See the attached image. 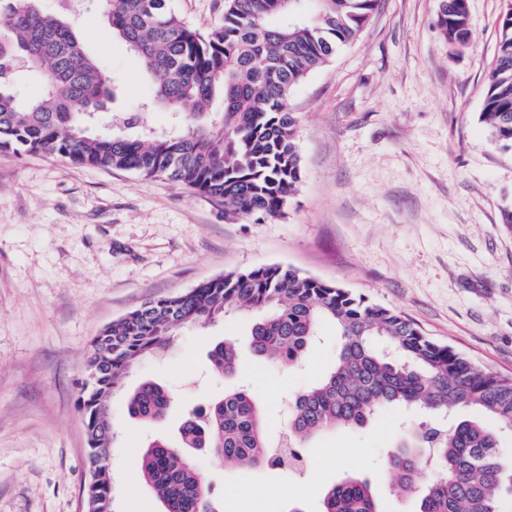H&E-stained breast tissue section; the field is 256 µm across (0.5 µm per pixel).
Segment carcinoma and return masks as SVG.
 I'll use <instances>...</instances> for the list:
<instances>
[{
  "mask_svg": "<svg viewBox=\"0 0 512 512\" xmlns=\"http://www.w3.org/2000/svg\"><path fill=\"white\" fill-rule=\"evenodd\" d=\"M377 0H226L224 24L202 32L172 0H115L105 14L113 38L139 56L152 96L140 111L112 114L94 129L113 97L101 65L85 50L78 10L55 13L36 0H0V150L46 154L74 165L165 176L224 206L228 215L261 223L282 214L301 177L291 89L357 36ZM439 25L448 44L471 37L468 0H443ZM495 64L479 119L490 138L512 148V11L501 18ZM50 74L42 95L26 98L29 71ZM222 111H213L216 102ZM186 112L183 126L160 130L145 120L154 107ZM251 309V348L268 362L300 364L334 326L336 362L323 379L289 403L275 440L264 428L254 393L240 388L188 412L178 441L158 438L142 451L140 475L165 512H224L211 496L191 451L224 467L302 473L305 442L336 427L361 428L385 408L430 415L469 408L474 419L447 426L422 423L387 456L394 484L419 498V512H498L512 497V466L499 436L512 431V378L496 376L453 347L427 336L400 311L368 303L337 283L291 266L266 265L226 273L178 296L149 300L113 321L92 341L79 388L89 449L95 512H115L107 497L105 460L111 431L101 408L142 359L166 350L180 329L211 324ZM214 370L237 371L229 339L209 352ZM170 397L160 384L140 382L127 412L163 420ZM320 512H379L369 482L348 474L326 489Z\"/></svg>",
  "mask_w": 512,
  "mask_h": 512,
  "instance_id": "cac0c4a2",
  "label": "carcinoma"
}]
</instances>
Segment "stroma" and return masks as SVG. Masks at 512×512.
Returning <instances> with one entry per match:
<instances>
[{"instance_id":"stroma-1","label":"stroma","mask_w":512,"mask_h":512,"mask_svg":"<svg viewBox=\"0 0 512 512\" xmlns=\"http://www.w3.org/2000/svg\"><path fill=\"white\" fill-rule=\"evenodd\" d=\"M104 0L79 26L88 53L116 81L100 129L151 95L139 57L112 40ZM441 0H378L360 34L295 85L301 181L281 216L256 224L164 177L75 166L0 151V512H83L89 478L77 408L92 340L146 301L176 296L228 272L281 264L394 308L435 341L512 378V149L493 142L479 114L505 0H468L471 38L451 47ZM255 315L241 311L181 329L174 345L124 379L173 395L166 419L129 416L112 399L118 512H162L138 478L143 446L173 435L189 410L236 387L254 392L278 437L287 403L336 360V333L302 368L273 366L249 348ZM235 339L234 378L207 353ZM411 414L388 408L364 427L307 444L303 479L241 471L206 453L195 463L224 512H319L329 485L351 473L371 482L381 512H418L383 463ZM303 487L301 499L288 490Z\"/></svg>"}]
</instances>
